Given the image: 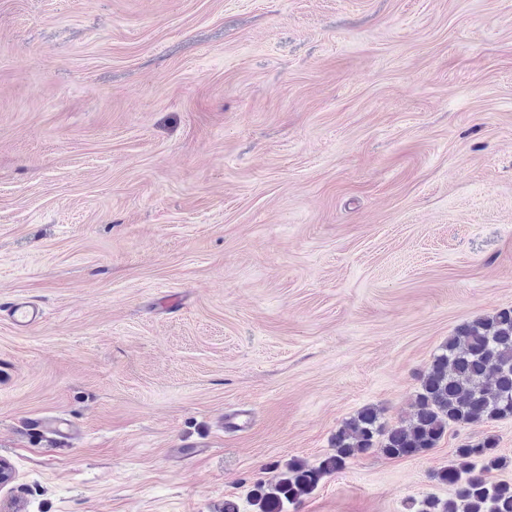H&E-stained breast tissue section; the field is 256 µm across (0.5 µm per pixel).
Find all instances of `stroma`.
I'll return each instance as SVG.
<instances>
[{"instance_id": "35a3bbf8", "label": "stroma", "mask_w": 512, "mask_h": 512, "mask_svg": "<svg viewBox=\"0 0 512 512\" xmlns=\"http://www.w3.org/2000/svg\"><path fill=\"white\" fill-rule=\"evenodd\" d=\"M510 307L512 0H0V512H258ZM487 434L512 482L454 425L287 512H416ZM12 318L19 330H26L41 319L40 309L26 301H17L11 307ZM34 431L39 435H52L66 446L77 433L74 423L61 416H52L35 420Z\"/></svg>"}]
</instances>
